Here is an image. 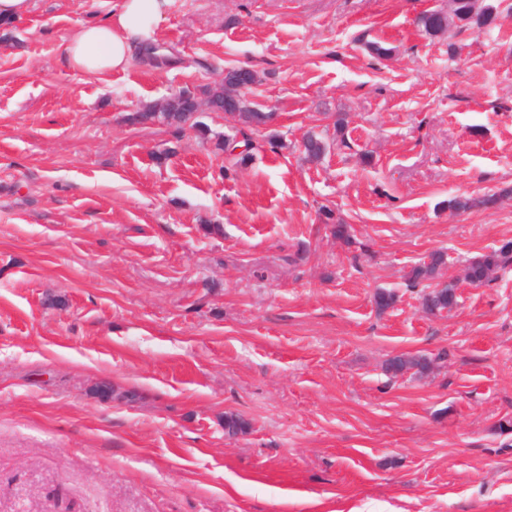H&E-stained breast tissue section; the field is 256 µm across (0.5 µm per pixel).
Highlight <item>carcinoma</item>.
I'll use <instances>...</instances> for the list:
<instances>
[{
  "label": "carcinoma",
  "mask_w": 512,
  "mask_h": 512,
  "mask_svg": "<svg viewBox=\"0 0 512 512\" xmlns=\"http://www.w3.org/2000/svg\"><path fill=\"white\" fill-rule=\"evenodd\" d=\"M499 16L498 6L487 3L485 0H451L450 13L441 11H427L419 18L422 32L429 37L443 36L453 28L473 27L479 30L496 23ZM203 100L188 89L180 91V95L169 96L146 105L142 111L130 115L132 123L158 121L175 130H182L189 126L201 136L209 134L206 124L196 120L200 105H205L211 111H230V120L240 126L239 132L248 146L259 147V138L270 147L278 146L273 136H262V131L272 121V114L262 111L254 102L250 101L244 91L237 84L233 70L224 72V81L203 88ZM229 136L225 135L216 141V148L224 152L226 166L224 172L235 167L247 164L252 159L249 151L233 154L227 152L226 142ZM302 146L307 158L317 160L325 154L329 143L318 133L310 131L303 138ZM512 194V188H504L498 194L476 197H452L448 199V210L459 211L469 209H489L497 204L504 196ZM512 262V241H505L499 247L471 258L465 267V279L474 285H485L493 280L498 270ZM446 264V256L442 252L430 255L427 262L411 268L407 280L412 286L428 282V291L421 296L423 310L432 316H441L451 312L458 304L455 287L445 282L431 284L435 280L440 268ZM435 367V360L426 355H397L385 364L388 374L395 377L404 369L413 368L415 373L423 376L431 373Z\"/></svg>",
  "instance_id": "1"
}]
</instances>
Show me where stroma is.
<instances>
[{
  "label": "stroma",
  "mask_w": 512,
  "mask_h": 512,
  "mask_svg": "<svg viewBox=\"0 0 512 512\" xmlns=\"http://www.w3.org/2000/svg\"><path fill=\"white\" fill-rule=\"evenodd\" d=\"M112 2L31 0L0 41V512H512V264L463 279L512 196L442 206L512 187V0L449 38L417 25L449 0H171L167 65L65 67ZM231 66L279 149L226 174L128 122ZM329 112L347 143L305 161ZM436 251L441 317L406 281ZM406 353L434 371L390 377ZM512 194V188H504L498 194L476 197H452L448 199V210L459 211L469 209H489L497 204L501 197ZM428 292L421 296L423 310L432 316H442L450 313L458 304L455 287L445 282L428 284L425 286Z\"/></svg>",
  "instance_id": "1"
}]
</instances>
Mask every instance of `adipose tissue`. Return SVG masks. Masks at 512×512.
Instances as JSON below:
<instances>
[{
    "mask_svg": "<svg viewBox=\"0 0 512 512\" xmlns=\"http://www.w3.org/2000/svg\"><path fill=\"white\" fill-rule=\"evenodd\" d=\"M169 0H115L101 19L83 22L61 49L67 68L93 76L126 70L165 17Z\"/></svg>",
    "mask_w": 512,
    "mask_h": 512,
    "instance_id": "ef3b65f1",
    "label": "adipose tissue"
}]
</instances>
